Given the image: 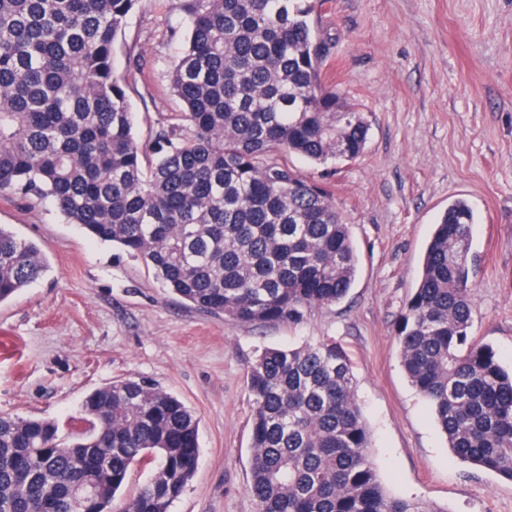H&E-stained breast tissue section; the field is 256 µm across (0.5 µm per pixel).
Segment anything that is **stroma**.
I'll return each instance as SVG.
<instances>
[{"label": "stroma", "mask_w": 512, "mask_h": 512, "mask_svg": "<svg viewBox=\"0 0 512 512\" xmlns=\"http://www.w3.org/2000/svg\"><path fill=\"white\" fill-rule=\"evenodd\" d=\"M316 16L336 40L324 79L364 113L369 139L333 167L286 161L330 190L350 227L359 262L349 296L297 324L232 323L186 305L153 269L50 204L0 193V224L38 243L48 263L0 303V415L66 431L92 390L150 382L199 421L198 469L172 512H256L248 366L262 348L331 338L352 360L388 491L450 512H512V482L450 454L403 372L397 336L433 225L462 198L477 216L471 334L512 365V0H324ZM185 30L168 0H142L116 43L139 139L182 109L169 71Z\"/></svg>", "instance_id": "1"}]
</instances>
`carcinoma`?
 <instances>
[{
	"instance_id": "cac0c4a2",
	"label": "carcinoma",
	"mask_w": 512,
	"mask_h": 512,
	"mask_svg": "<svg viewBox=\"0 0 512 512\" xmlns=\"http://www.w3.org/2000/svg\"><path fill=\"white\" fill-rule=\"evenodd\" d=\"M141 0H0V192L50 202L68 224L152 267L166 288L235 323H297L344 300L358 256L329 191L274 155L352 161L370 125L325 83L332 40L313 0H171L187 22L170 69L182 104L141 142L113 49ZM468 203L434 225L399 320L400 360L451 454L512 480V370L470 336ZM46 270L0 224V303ZM257 512H448L390 494L370 455L352 364L333 340L271 348L248 369ZM62 438L0 416V512H171L200 456L198 422L141 380L94 390ZM100 455L110 475L82 461Z\"/></svg>"
}]
</instances>
